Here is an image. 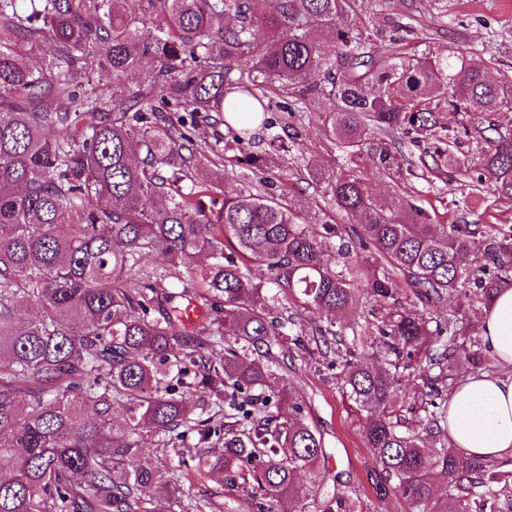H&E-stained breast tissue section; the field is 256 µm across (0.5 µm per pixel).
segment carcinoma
<instances>
[{"label": "carcinoma", "instance_id": "obj_1", "mask_svg": "<svg viewBox=\"0 0 512 512\" xmlns=\"http://www.w3.org/2000/svg\"><path fill=\"white\" fill-rule=\"evenodd\" d=\"M135 2L132 13L122 0H0V34H10L0 37V512H170L180 485L143 461L142 440L195 433L204 443L221 430L223 452L198 467L224 471L232 490L260 492L257 512H332L315 498L302 511L290 497L299 471L315 485L328 472L301 401L290 390L252 397L288 350L271 333L254 268L320 315L315 331L341 367L343 394L366 413L376 496L396 492L416 512H468L469 496L483 508L498 493L489 464L445 446L430 452L393 419L400 365L414 358L426 429L447 432L445 380L460 351L452 321L432 329L395 310L373 339L387 358L381 370L353 361L362 332L349 323L345 343L341 319L361 292L384 306L406 284L428 302L472 293L487 305L512 284V228L500 238L479 224L438 234L422 207L378 201L359 176L374 143L406 129L435 133L431 102L443 97L459 112L500 116L498 137L480 135L475 149L512 199V83L448 57L367 48L356 0ZM325 33L335 36L331 56ZM42 44L50 54L32 70L22 52ZM243 67L249 86L234 79ZM276 87L321 99L319 118L344 162L313 177L336 217L359 227L324 224L321 233L301 223L286 180L272 194L240 183L218 192L198 178L210 161L198 124L224 110L256 119ZM234 143L241 177L258 175L262 156ZM329 237L344 257L355 238L371 258L338 270L325 259ZM226 238L236 254L224 253ZM478 252L487 263L475 276L462 259ZM154 253L184 268L195 288L188 300L216 304L201 338L186 305L162 310L156 285L132 278ZM202 253L210 262L200 270ZM436 336L446 337L438 350L429 346ZM220 343L222 357L197 359ZM211 393L237 427L195 412L194 396ZM436 472L448 478V500L433 505ZM154 485L165 493L138 496Z\"/></svg>", "mask_w": 512, "mask_h": 512}]
</instances>
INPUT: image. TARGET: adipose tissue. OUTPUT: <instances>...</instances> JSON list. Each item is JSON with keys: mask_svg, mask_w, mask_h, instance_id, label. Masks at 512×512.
Returning <instances> with one entry per match:
<instances>
[{"mask_svg": "<svg viewBox=\"0 0 512 512\" xmlns=\"http://www.w3.org/2000/svg\"><path fill=\"white\" fill-rule=\"evenodd\" d=\"M482 344L496 372L464 374L448 397V441L463 457L512 458V286L500 288L483 316Z\"/></svg>", "mask_w": 512, "mask_h": 512, "instance_id": "adipose-tissue-1", "label": "adipose tissue"}]
</instances>
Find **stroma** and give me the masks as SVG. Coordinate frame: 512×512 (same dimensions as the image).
Listing matches in <instances>:
<instances>
[{"instance_id":"obj_1","label":"stroma","mask_w":512,"mask_h":512,"mask_svg":"<svg viewBox=\"0 0 512 512\" xmlns=\"http://www.w3.org/2000/svg\"><path fill=\"white\" fill-rule=\"evenodd\" d=\"M358 14L374 40L395 41L404 55H462L473 65L489 67L495 80L512 82V0H359ZM267 114L274 125L289 122L290 130L299 134L302 152L272 149L269 131L247 135L253 151L264 154V177L279 182L288 176L301 201L303 219H311L324 207L321 188L311 183L308 164L338 169L342 157L329 141L321 124L310 115L321 108L318 98L310 96L295 101L288 92L270 96ZM298 105L293 115H286L289 105ZM440 123L449 133L462 137L466 130L483 129L495 123L489 112H457L447 101L437 103ZM398 149L399 172L393 177L378 176L373 163H366L361 176L367 190L375 197L389 199L402 196L408 202L426 209L435 224H494L512 227V202L496 199L485 176L481 160L464 141L458 156L434 165L432 144L402 140ZM400 302L406 309L430 317L455 315L454 329L460 340L481 332L484 307L471 298L449 296L445 300L425 302L412 288H405ZM272 316L284 320L294 317L285 342L289 354L273 368L269 391L290 388L300 393L308 406L310 422L321 432L328 454L330 472L321 489H314L307 474H300L294 486V500L301 503L314 498L344 496L356 503L355 512H411L405 499L390 497L378 500L369 488L367 467L370 452L364 439L366 420L353 411L341 389V373L326 354L323 345L315 343L312 329L319 324L318 314L297 312L295 305L279 300L271 306ZM401 386L405 393L397 404L395 415L401 429L423 432L425 417L417 395L421 381L413 368L401 369ZM213 444L198 443L188 436L181 454H174L157 439L144 444L146 460L164 476L182 481L184 494L174 503L173 512H256L249 493L229 489L221 472L196 473L198 458L213 456Z\"/></svg>"}]
</instances>
